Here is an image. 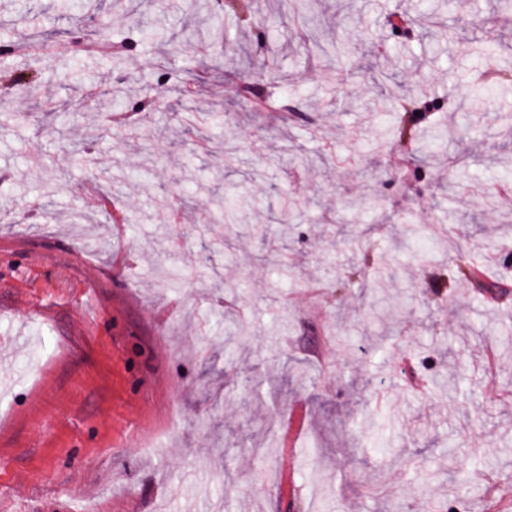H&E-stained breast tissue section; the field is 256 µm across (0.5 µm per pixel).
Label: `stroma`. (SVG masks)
I'll return each instance as SVG.
<instances>
[{"instance_id": "stroma-1", "label": "stroma", "mask_w": 512, "mask_h": 512, "mask_svg": "<svg viewBox=\"0 0 512 512\" xmlns=\"http://www.w3.org/2000/svg\"><path fill=\"white\" fill-rule=\"evenodd\" d=\"M70 2L0 0V40L27 42L7 64L34 79L0 92V512H512L494 500L512 486V79L473 100L512 14ZM136 26L165 47L71 56L72 32ZM376 66L421 108L407 146L393 102L369 104ZM241 79L288 89L287 118L233 93ZM115 87L124 127L85 106ZM227 196L231 226L213 221ZM355 270L372 305L341 287ZM228 318L248 330L233 354Z\"/></svg>"}]
</instances>
